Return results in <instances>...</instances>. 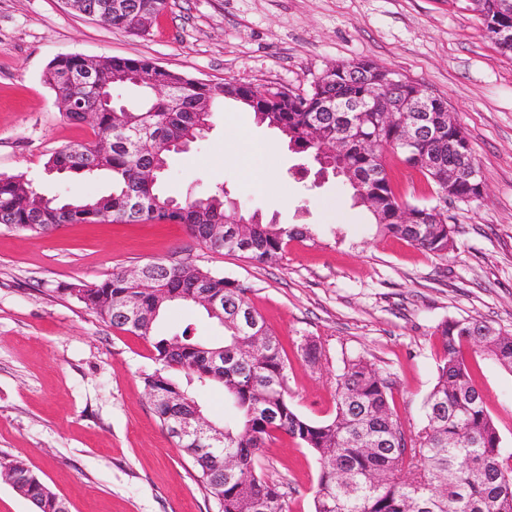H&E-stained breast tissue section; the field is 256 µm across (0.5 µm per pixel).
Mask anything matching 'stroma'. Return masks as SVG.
<instances>
[{"instance_id": "obj_1", "label": "stroma", "mask_w": 512, "mask_h": 512, "mask_svg": "<svg viewBox=\"0 0 512 512\" xmlns=\"http://www.w3.org/2000/svg\"><path fill=\"white\" fill-rule=\"evenodd\" d=\"M146 58L184 76L310 89L331 65L370 60L402 74L453 111L480 165L483 199L449 201L455 248L440 258L378 234L342 181L314 179L253 112L215 113L207 136L172 158L163 188L182 199L223 186L247 213L303 224L257 263L216 253L180 224H70L27 235L0 230V458L23 459L70 512H217L187 456L161 425L143 384L155 367L141 337L112 328L66 291L113 270L172 257L248 283L251 305L279 336L288 388L304 417L328 419L346 357L364 355L392 385L398 420L414 437L442 347L439 323L475 317L512 331V53L482 31L470 0H168L149 32L132 35L65 0H0V174L26 173L49 196L92 195L108 178L47 175L56 148L88 140L64 118L43 73L58 56ZM403 203L435 189L388 156ZM267 172V185L254 175ZM223 341L200 309L169 306L160 326ZM325 354L307 362L305 338ZM475 385L504 447L512 448V372L466 349ZM290 512H311L318 464L298 441L265 449Z\"/></svg>"}]
</instances>
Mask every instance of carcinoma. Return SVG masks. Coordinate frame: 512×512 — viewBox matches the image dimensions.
I'll return each mask as SVG.
<instances>
[{
    "label": "carcinoma",
    "mask_w": 512,
    "mask_h": 512,
    "mask_svg": "<svg viewBox=\"0 0 512 512\" xmlns=\"http://www.w3.org/2000/svg\"><path fill=\"white\" fill-rule=\"evenodd\" d=\"M130 10L112 17V27L139 33L136 19L141 13L156 16L167 0H128ZM86 65L109 71L116 83L120 75L133 71L155 72L154 62L145 58L93 57ZM70 60H53L43 75L60 105L74 97L99 112L93 135L112 133V154L93 158V140L67 144L55 149L45 167H64L84 178L100 174L112 180V190L74 199L49 198L35 191L21 199L16 187L29 183L25 174L0 175V229L36 235L49 228L68 224H91L109 215L112 223L139 224L158 221L183 224L190 236L211 247L209 228L224 226L221 250L239 252L258 263L279 258L288 242L313 238L311 230L295 225L288 228L273 222L251 224L244 233L233 231L235 214L227 205L224 188L178 200L161 187L176 143L191 145L204 138L212 126L213 112L228 100L243 104L255 119L279 132L298 154L313 156L321 137L348 133L343 162L360 183L347 181L355 203L365 205L377 230L403 239L438 257L454 248V228L448 224L443 204L448 199L465 202L471 189L464 183L448 188L443 174L457 164L459 156L448 146L431 138L416 146L420 154L435 156L438 169L416 165L412 170L436 188L435 202L414 211L428 210L430 224H397L402 209L389 177L386 154L406 164L402 121L381 125L366 121L350 125L345 112H327L326 101H352L364 98L368 86L354 80L352 71L378 68L370 60H357L336 66L334 72L317 80L311 89L294 93L264 86L226 80L221 83L192 85L191 79L166 70L160 77L182 87L173 99L149 98L137 87L136 99L112 100L126 105V112H112L98 105L97 94L70 80ZM211 100V111H195V98ZM151 127V151L141 154L127 137L115 133L121 125ZM319 132L314 136L313 132ZM155 164L162 168L157 181L145 186L141 168ZM158 284L141 291L118 274L82 288L76 298L99 314L113 328L147 340L157 367L144 374L146 392L158 394L154 411L165 428L178 414L204 410L194 394L198 386L220 385L224 401L233 417L217 424L224 431V456L233 459L228 469L196 444L176 440V445L192 462L197 479L218 506V512H289L280 485L265 474L264 450L275 434L300 442L316 458L318 479L313 494V512H512V451L502 446L492 421L484 393L473 383L462 349L472 346L502 367L512 370V332L477 318L449 319L437 325L435 335L443 348L433 388L425 400V420L417 434L406 439L397 420L391 384L363 356L344 361L336 375L334 415L322 421L310 420L295 409L288 392L287 363L279 337L250 304V287L194 264L164 268V261L151 262ZM211 285L213 297L224 311L219 324L224 341L216 343L196 336L190 326L174 333L162 332L158 322L171 303H194L195 285ZM135 307L145 315L129 322L103 308L106 300ZM260 332L267 346L243 354L246 337ZM303 357L316 363L323 345L318 339H305ZM14 474L16 491L26 498L35 512H61L65 505L55 492L18 458L0 461Z\"/></svg>",
    "instance_id": "obj_1"
}]
</instances>
